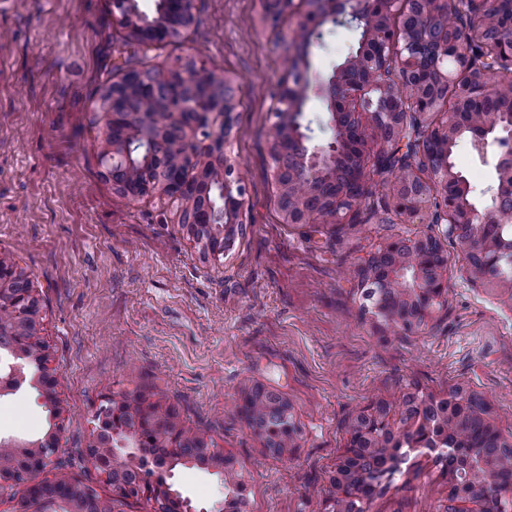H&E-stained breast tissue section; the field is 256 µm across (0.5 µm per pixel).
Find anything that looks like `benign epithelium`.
Masks as SVG:
<instances>
[{
    "label": "benign epithelium",
    "mask_w": 512,
    "mask_h": 512,
    "mask_svg": "<svg viewBox=\"0 0 512 512\" xmlns=\"http://www.w3.org/2000/svg\"><path fill=\"white\" fill-rule=\"evenodd\" d=\"M468 12L477 13L494 66L512 69V0H461ZM293 0H272L266 21L279 25L291 10ZM122 23L131 36L144 45L180 35L193 20V0H162L155 16L148 18L137 0H116ZM309 9L293 30L294 52L290 67L276 88L281 112L274 126L272 156L279 205L290 224H350L360 205L361 191L369 171H392L391 163L404 176L394 181L389 198L394 211L410 220L431 214L430 223L442 224L437 235L400 236L374 253L360 268L361 287L372 301L376 315L399 328L421 324L448 295L450 258L444 242L456 241L475 281H491L499 289L512 284V113L477 112L478 97H496L500 86L490 83L489 69L476 61L469 47V33L441 28L437 11L427 3L412 13L413 21L394 29L389 22L394 0H308ZM328 23L345 24L359 32L358 47L336 69L320 93L327 102L332 140L317 144L305 131L301 119L308 88L296 79L306 63L308 47ZM398 74L393 84L378 79L386 69ZM470 73V83L458 89L456 111L436 124L432 113L441 101L443 88L456 75ZM156 69L146 66L128 70L108 90V126L123 125V135L102 152V162L112 181L122 190L133 184L136 195L159 194L184 201L185 224L206 219L208 226L224 232L229 240L241 227L245 185L234 162L226 153L233 134L241 88L224 78L219 87L208 88V100L194 112H183L156 88ZM206 72L197 58L177 59L166 68L167 78L188 82ZM153 87V112H116L111 106L128 102L147 87ZM377 104L364 125L352 118L354 101ZM169 115L167 126L155 121V112ZM415 123H409L410 117ZM171 135L183 148V162L192 175L183 180L171 169L155 146ZM469 141L479 156L494 145L495 183L489 188L491 204L480 207L469 198L470 185L455 170L454 149L460 139ZM379 140L382 149H368V140ZM428 173L419 175L414 159ZM329 180L336 184L331 195L317 206L310 198ZM399 288L398 299L381 301L387 288ZM17 290L20 317L35 324L34 298L20 280L14 266L0 260V292ZM23 370L37 377L44 403L58 415L54 375L48 356L25 357ZM400 430L391 410L382 408L364 418L349 437L348 449L336 467V490L342 491L353 472L359 448L380 434ZM117 447L96 462L119 457L118 449L134 456L138 439L120 429L112 430Z\"/></svg>",
    "instance_id": "1"
}]
</instances>
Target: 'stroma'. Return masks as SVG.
Masks as SVG:
<instances>
[{
  "mask_svg": "<svg viewBox=\"0 0 512 512\" xmlns=\"http://www.w3.org/2000/svg\"><path fill=\"white\" fill-rule=\"evenodd\" d=\"M194 23L177 38L131 42L113 0H0V259L17 265L39 301L37 337L49 353L60 415L35 389L0 398V437L34 439L59 426L55 463L104 499L115 489L85 460L105 396L164 397L179 427L201 433L234 459L246 512H328L332 477L349 425L378 403L481 397L486 420L512 441V301L473 285L448 244V299L405 331L362 311L357 267L398 236L437 233L405 224L387 204L390 175L367 178L351 224H288L277 207L270 91L295 17L274 28L263 0H194ZM358 46L328 24L301 72L310 88L303 122L314 142L332 131L316 85ZM202 58L240 86L228 153L245 179L241 232L223 255L179 221L180 206L132 199L100 163L109 129L101 94L125 63L165 67ZM472 196L488 205L491 163L468 141L454 152ZM287 400L298 430L275 458L237 408L254 387ZM160 473L192 512H217L221 475L192 465ZM448 478L434 456L411 452L401 474L363 512H444Z\"/></svg>",
  "mask_w": 512,
  "mask_h": 512,
  "instance_id": "35a3bbf8",
  "label": "stroma"
}]
</instances>
